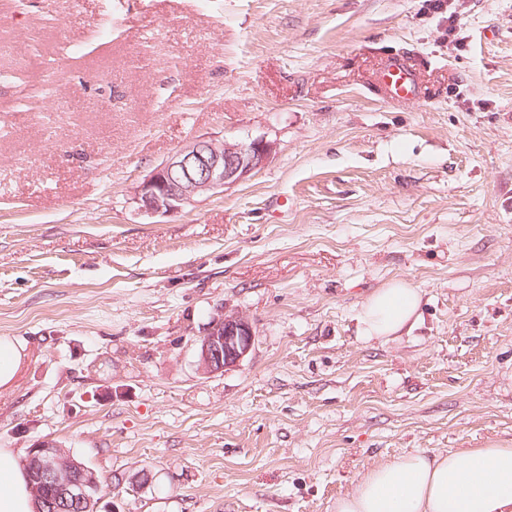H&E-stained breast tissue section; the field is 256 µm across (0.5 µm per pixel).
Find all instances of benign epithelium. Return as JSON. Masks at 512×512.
I'll list each match as a JSON object with an SVG mask.
<instances>
[{"instance_id":"1","label":"benign epithelium","mask_w":512,"mask_h":512,"mask_svg":"<svg viewBox=\"0 0 512 512\" xmlns=\"http://www.w3.org/2000/svg\"><path fill=\"white\" fill-rule=\"evenodd\" d=\"M273 151V144L263 137L192 139L144 179L136 199L151 213L174 212L201 193H219L243 181L263 168ZM253 344V330L244 317L222 316L199 339V365L206 374L220 373L242 361ZM28 454L40 484L56 489V496L39 500L43 512H98L91 495L97 479L90 468L59 458L51 442L38 443Z\"/></svg>"}]
</instances>
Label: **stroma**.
<instances>
[{
	"mask_svg": "<svg viewBox=\"0 0 512 512\" xmlns=\"http://www.w3.org/2000/svg\"><path fill=\"white\" fill-rule=\"evenodd\" d=\"M394 54L419 99H385ZM259 135L246 181L136 200ZM399 280L412 328L360 336ZM224 315L254 345L206 374ZM0 336L29 353L0 448L56 443L99 512H332L379 464L511 446L512 0H0ZM274 146L264 137L192 139L160 164L138 187L136 199L154 214H167L201 193L224 192L263 168ZM254 344L249 322L242 316L215 319L198 343L199 365L204 373H220L242 361Z\"/></svg>",
	"mask_w": 512,
	"mask_h": 512,
	"instance_id": "obj_1",
	"label": "stroma"
}]
</instances>
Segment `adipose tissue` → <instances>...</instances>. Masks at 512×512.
<instances>
[{"label": "adipose tissue", "mask_w": 512, "mask_h": 512, "mask_svg": "<svg viewBox=\"0 0 512 512\" xmlns=\"http://www.w3.org/2000/svg\"><path fill=\"white\" fill-rule=\"evenodd\" d=\"M420 302L401 282L378 289L358 315L363 335H398L413 325ZM35 507L17 453L0 448V512ZM333 512H512V447L400 457L369 471L336 499Z\"/></svg>", "instance_id": "1"}]
</instances>
